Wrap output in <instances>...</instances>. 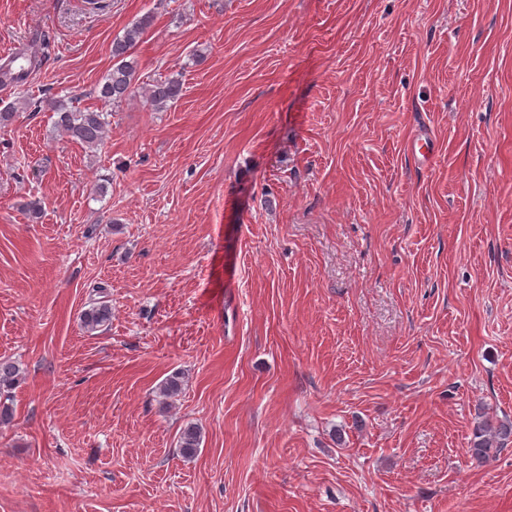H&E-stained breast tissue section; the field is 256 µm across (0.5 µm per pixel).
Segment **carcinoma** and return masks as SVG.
<instances>
[{
  "mask_svg": "<svg viewBox=\"0 0 512 512\" xmlns=\"http://www.w3.org/2000/svg\"><path fill=\"white\" fill-rule=\"evenodd\" d=\"M153 16L149 13L126 27L122 36L114 39L111 46L112 69L98 85L100 100L112 105H119L133 96L137 91V64L131 57V50L151 27ZM38 64L37 56L27 57V65L20 68V73L12 75L0 66V83L9 81L11 84L23 85L31 74L32 68ZM183 91V84L177 78L157 80L148 88L147 101L157 108H165L176 102ZM55 113V128L68 140L90 149L104 144L108 134V122L105 112L78 108L71 103L59 99L47 102ZM112 320V305L107 300L99 299L91 302L81 311L80 322L89 332H95L109 325ZM21 378L19 365L9 359H0V391H8ZM201 444V432L194 425L186 426L180 433L178 448L185 457L194 456ZM512 444V420L478 417L474 425L472 438L466 453L479 465L495 460Z\"/></svg>",
  "mask_w": 512,
  "mask_h": 512,
  "instance_id": "1",
  "label": "carcinoma"
}]
</instances>
